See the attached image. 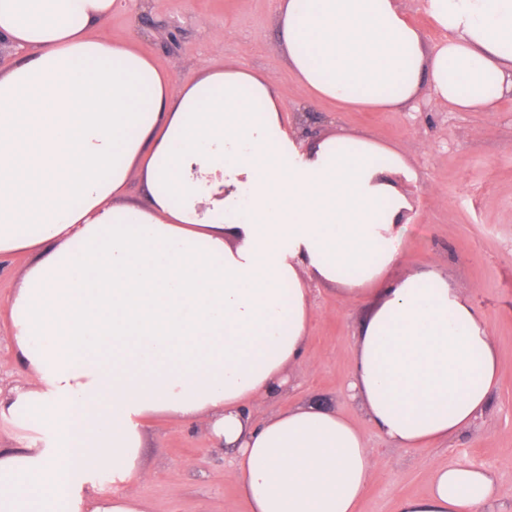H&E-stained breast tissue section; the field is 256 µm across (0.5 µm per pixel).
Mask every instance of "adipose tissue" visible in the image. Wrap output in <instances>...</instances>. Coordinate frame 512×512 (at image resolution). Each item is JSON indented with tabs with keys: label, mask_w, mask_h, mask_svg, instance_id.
Listing matches in <instances>:
<instances>
[{
	"label": "adipose tissue",
	"mask_w": 512,
	"mask_h": 512,
	"mask_svg": "<svg viewBox=\"0 0 512 512\" xmlns=\"http://www.w3.org/2000/svg\"><path fill=\"white\" fill-rule=\"evenodd\" d=\"M123 0H0V255L32 261L8 306L31 380L0 392V512H145L143 421H206L249 512H356L376 461L318 405L254 425L307 365L311 286L368 300L349 388L401 448L448 439L487 405L493 340L433 268L398 279L402 155L367 135L302 146L274 76L205 69L187 84L90 31ZM290 71L313 99L399 112L428 91L458 112L512 98V0H273ZM147 198L126 199L131 181ZM397 512H493L484 469L426 468ZM423 0H401V6L406 15L419 26L429 42H435L441 35L435 31L429 22L428 16L423 9Z\"/></svg>",
	"instance_id": "adipose-tissue-1"
}]
</instances>
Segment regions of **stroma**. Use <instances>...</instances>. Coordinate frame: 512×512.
Here are the masks:
<instances>
[{"mask_svg":"<svg viewBox=\"0 0 512 512\" xmlns=\"http://www.w3.org/2000/svg\"><path fill=\"white\" fill-rule=\"evenodd\" d=\"M150 56L176 83L205 68L243 67L275 76L287 106L307 107V127L292 136L309 144L331 134L363 133L398 150L415 173L402 188L412 209L398 273L431 265L462 289L493 339L500 378L487 407L448 440L399 448L380 436L348 381L355 336L366 305L335 290L312 288L315 320L307 343L310 367L289 376L285 394L249 407L255 423L316 400L351 420L377 461L357 512H396L400 498L427 491L430 464L460 461L491 472L497 512H512V99L499 111L456 112L421 93L402 112L346 111L314 103L289 71L273 0H127L93 31ZM28 255H0V388L28 380L9 339L6 305ZM141 462L150 477L129 485L147 512H248L228 474L224 451L204 423L156 414L145 422Z\"/></svg>","mask_w":512,"mask_h":512,"instance_id":"35a3bbf8","label":"stroma"}]
</instances>
